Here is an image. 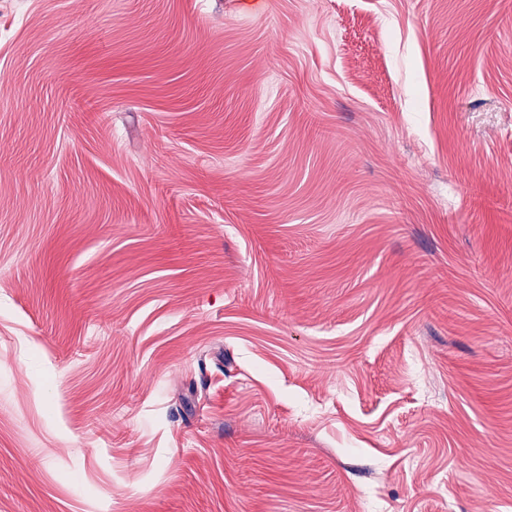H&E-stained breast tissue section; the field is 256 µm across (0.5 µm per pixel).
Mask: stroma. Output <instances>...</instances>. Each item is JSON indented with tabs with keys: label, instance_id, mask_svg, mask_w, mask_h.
<instances>
[{
	"label": "stroma",
	"instance_id": "35a3bbf8",
	"mask_svg": "<svg viewBox=\"0 0 512 512\" xmlns=\"http://www.w3.org/2000/svg\"><path fill=\"white\" fill-rule=\"evenodd\" d=\"M0 0V512H512V0Z\"/></svg>",
	"mask_w": 512,
	"mask_h": 512
}]
</instances>
